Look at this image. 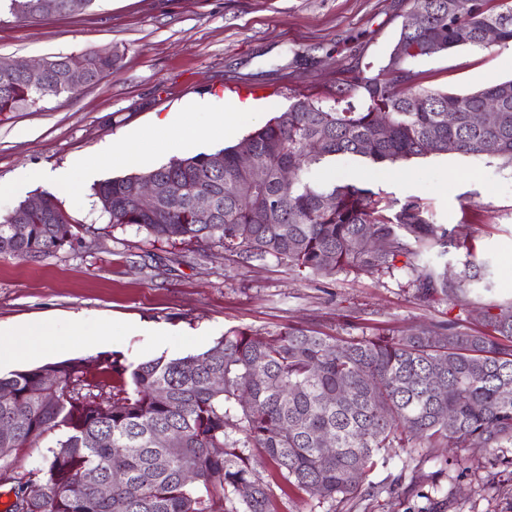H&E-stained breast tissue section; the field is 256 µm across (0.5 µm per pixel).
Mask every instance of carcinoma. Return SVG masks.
Segmentation results:
<instances>
[{
    "instance_id": "carcinoma-1",
    "label": "carcinoma",
    "mask_w": 512,
    "mask_h": 512,
    "mask_svg": "<svg viewBox=\"0 0 512 512\" xmlns=\"http://www.w3.org/2000/svg\"><path fill=\"white\" fill-rule=\"evenodd\" d=\"M43 0H7L10 14L45 16ZM413 0L423 23L401 25L387 65L351 71L336 86V105L298 98L237 144L210 155L173 158L93 187L113 225H137L159 242L217 245L245 260L268 257L294 270L332 277L350 269L390 272L400 257L420 301L453 299L466 284L487 280L486 261L468 259L455 275L424 259L448 255L452 233L433 222L418 198L381 197L360 181L311 182L304 173L338 155L396 164L454 151L512 164V79L468 94L419 84L409 64L466 45L484 48L483 33L512 42V3L503 0ZM86 83L116 66L112 54L90 53ZM37 78L0 69V113L45 96L72 93L62 83L67 56H48ZM360 97L356 107L351 98ZM495 104L499 119L479 127L470 114ZM455 114L448 123L445 116ZM249 143L260 177L239 166ZM288 171V177L282 172ZM162 189L144 210L137 186ZM234 182L235 195L224 192ZM211 201L208 224L195 221L199 197ZM43 207L21 202L0 214V254L35 260L66 245H84L82 226L57 196ZM330 199L333 205L323 206ZM23 215L28 235L11 224ZM101 375L70 359L0 376V459L52 434L40 467L13 477L11 512H113L97 485L123 470L125 512H275L273 492L253 463L259 448L289 485L322 500L355 493L360 480L392 448H485L501 459L512 445V304L484 314V330L454 322L401 335L344 339L286 327L259 336L230 330L208 349L125 366L99 355ZM218 376L224 386L216 387ZM167 398L159 400L156 391ZM336 437L324 451L320 438ZM195 480L187 482L184 475Z\"/></svg>"
}]
</instances>
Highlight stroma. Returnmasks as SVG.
I'll use <instances>...</instances> for the list:
<instances>
[{
  "label": "stroma",
  "mask_w": 512,
  "mask_h": 512,
  "mask_svg": "<svg viewBox=\"0 0 512 512\" xmlns=\"http://www.w3.org/2000/svg\"><path fill=\"white\" fill-rule=\"evenodd\" d=\"M412 0H95L73 16L18 19L0 14V59L52 54L117 55L112 73L76 93L44 98L0 114V214L53 191L46 175L88 161L83 188L62 194L66 209L97 241L64 247L37 261L0 255V327L49 319L65 330L82 314L87 331L108 319L127 323L103 352L130 365L206 350L241 328L266 336L302 326L330 336L402 334L448 320L473 330L484 311L512 302V165L451 152L374 166L342 155L324 172L391 198L424 202L435 223L454 228L467 248H449L448 266L467 254L489 261V282L456 299L425 305L404 266L387 274L344 271L332 278L297 274L276 259L243 262L221 247L153 241L135 225H112L92 194L95 183L127 175L102 166L112 146L145 136L146 169L170 159L214 153L253 129L213 134L197 146L167 149L147 133L172 113L201 126L235 101L256 105L258 122L300 96L332 104L348 70L378 73L396 43ZM424 86L467 94L512 79V46L459 47L415 60ZM169 331L156 344L150 326ZM101 350L69 338L58 360L81 358L98 374ZM259 470L276 512H512V464L479 448H407L369 472L356 493L322 501L290 485L268 460Z\"/></svg>",
  "instance_id": "obj_1"
}]
</instances>
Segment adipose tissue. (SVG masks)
<instances>
[{
    "mask_svg": "<svg viewBox=\"0 0 512 512\" xmlns=\"http://www.w3.org/2000/svg\"><path fill=\"white\" fill-rule=\"evenodd\" d=\"M255 108L251 102H237L218 113L213 125L198 126L177 121L169 116L158 121L151 133L165 144L172 145L185 139L202 140L215 130L232 131L251 118ZM66 346L53 322L38 320L11 329L10 338L0 342V365H8L21 358L38 359L54 355Z\"/></svg>",
    "mask_w": 512,
    "mask_h": 512,
    "instance_id": "1",
    "label": "adipose tissue"
}]
</instances>
